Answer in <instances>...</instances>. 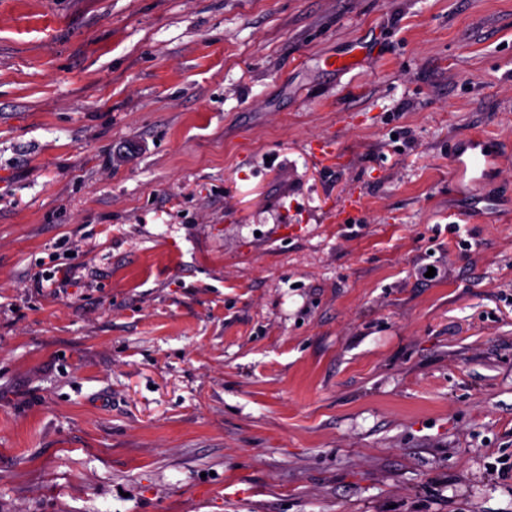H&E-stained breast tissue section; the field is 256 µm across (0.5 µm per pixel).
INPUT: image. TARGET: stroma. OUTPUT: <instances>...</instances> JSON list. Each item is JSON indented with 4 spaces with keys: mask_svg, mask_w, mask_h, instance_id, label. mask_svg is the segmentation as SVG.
<instances>
[{
    "mask_svg": "<svg viewBox=\"0 0 512 512\" xmlns=\"http://www.w3.org/2000/svg\"><path fill=\"white\" fill-rule=\"evenodd\" d=\"M504 463L512 0H0V512H512ZM368 47L361 46L359 44H353L347 51L328 57L325 60V65L329 70L333 71H347L356 66L358 60L355 55H359L360 52L366 53ZM475 143L477 146L474 148L480 146V152L472 153L466 157H463L464 153H461L455 155L452 159L453 180L458 188H462L466 177L475 174L484 162L486 164L494 162V159L490 158L484 151V146L481 144L480 139L475 141Z\"/></svg>",
    "mask_w": 512,
    "mask_h": 512,
    "instance_id": "stroma-1",
    "label": "stroma"
}]
</instances>
